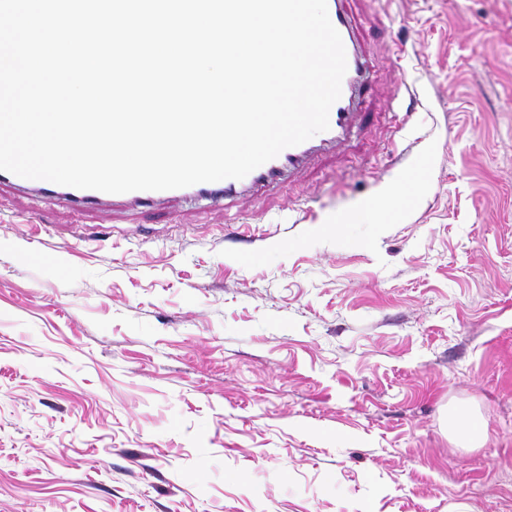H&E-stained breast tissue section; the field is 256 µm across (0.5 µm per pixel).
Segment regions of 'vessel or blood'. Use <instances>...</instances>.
Wrapping results in <instances>:
<instances>
[{
  "label": "vessel or blood",
  "instance_id": "1",
  "mask_svg": "<svg viewBox=\"0 0 512 512\" xmlns=\"http://www.w3.org/2000/svg\"><path fill=\"white\" fill-rule=\"evenodd\" d=\"M327 5L330 20L342 38L347 60V71L341 84V96L330 109L328 129L320 133L318 140L310 139L284 149L277 157L253 170L244 178L193 185L192 190L196 195L207 199H219L249 189L277 185L308 161L317 146L339 145L352 133L358 110L369 90L371 80L354 40L352 23L342 5V0H327ZM1 183L17 190L39 192L52 203L75 208H97L103 204L118 201L136 205L154 204L183 195L182 190L179 189L133 191L115 195L57 185L43 180L25 179L7 171H0Z\"/></svg>",
  "mask_w": 512,
  "mask_h": 512
}]
</instances>
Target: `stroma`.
Masks as SVG:
<instances>
[{
	"mask_svg": "<svg viewBox=\"0 0 512 512\" xmlns=\"http://www.w3.org/2000/svg\"><path fill=\"white\" fill-rule=\"evenodd\" d=\"M346 8L370 119L277 187L0 190V512H512V0ZM448 429L455 439L462 443H472L479 439L481 430L476 419L461 411L452 413L448 418Z\"/></svg>",
	"mask_w": 512,
	"mask_h": 512,
	"instance_id": "35a3bbf8",
	"label": "stroma"
}]
</instances>
